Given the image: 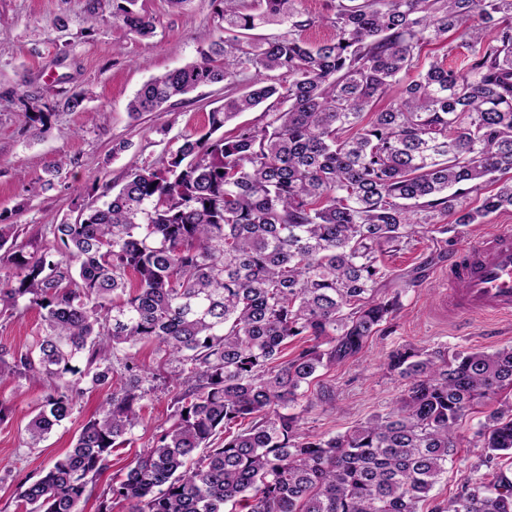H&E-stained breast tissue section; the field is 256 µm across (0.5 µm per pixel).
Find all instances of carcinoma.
Returning a JSON list of instances; mask_svg holds the SVG:
<instances>
[{
  "mask_svg": "<svg viewBox=\"0 0 512 512\" xmlns=\"http://www.w3.org/2000/svg\"><path fill=\"white\" fill-rule=\"evenodd\" d=\"M222 35L200 59L151 77L134 118L200 86L224 84L208 130L132 171L99 206L48 225L54 244L24 254L0 224V314L38 305L43 337L0 349V379L43 380L25 429L40 445L70 419L81 384L120 381L69 452L21 484L19 512H81L80 503L139 425L147 372L131 350L154 343L177 363L171 425L130 461L112 496L130 512H421L481 399L512 392V347L452 356L398 348L396 405L333 436L296 411L318 372L358 356L393 317L378 296L379 253L424 233L483 224L512 208V0H331L334 37L302 34L300 0H212ZM137 0H113L132 34L153 32ZM288 31L256 38L253 31ZM466 46L420 65L448 33ZM253 69L260 79L238 89ZM403 83L400 98L378 107ZM266 105L268 121L222 129ZM496 191L483 194L487 184ZM454 223L445 224L448 216ZM307 345L289 358V341ZM247 427L238 431L241 424ZM496 480H465L431 512H512V404L477 432Z\"/></svg>",
  "mask_w": 512,
  "mask_h": 512,
  "instance_id": "carcinoma-1",
  "label": "carcinoma"
}]
</instances>
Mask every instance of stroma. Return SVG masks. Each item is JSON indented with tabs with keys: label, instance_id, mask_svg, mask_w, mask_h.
Returning <instances> with one entry per match:
<instances>
[{
	"label": "stroma",
	"instance_id": "stroma-1",
	"mask_svg": "<svg viewBox=\"0 0 512 512\" xmlns=\"http://www.w3.org/2000/svg\"><path fill=\"white\" fill-rule=\"evenodd\" d=\"M88 0H0V218L22 227L29 250L51 244L44 227L75 220L98 205L106 192L121 187L128 173L151 164L208 124V114L224 101L223 85L198 88L185 99L165 104L164 114L132 118L127 103L152 76L184 66L199 57L217 37L221 19L211 0H191L184 9L168 0H138L153 22L143 38L130 34L112 15V0H98L96 19L85 23ZM84 92L80 107L64 108L72 92ZM34 96L50 107L51 128L34 136L19 97ZM59 166L52 188H41L45 170ZM504 224L512 209L495 213L483 224L459 226L446 235L429 233L398 252L384 254L387 278L380 289L398 295L400 308L382 331L369 338L359 358L321 370L301 400V426L313 435L344 432L390 410L405 383L384 369L388 354L411 346L429 353L458 349L492 352L512 346V322L444 314L439 302L448 282V264L459 247ZM42 334L41 310L32 306L12 318H0V347L24 351ZM139 365L157 374L159 383L144 402L142 420L130 447L114 449L111 467L82 512H128L129 504L108 497L113 480L122 478L136 451L170 424L172 393L164 383L166 357L146 346ZM47 387L16 377L0 383V512H15L14 494L63 456L81 425L98 410L107 392L85 390L70 422L56 428L36 448L23 442L24 428L40 406ZM498 400L486 399L460 425L464 441L448 472L423 503L424 512L460 491L466 479L493 481L495 472L480 464L472 441Z\"/></svg>",
	"mask_w": 512,
	"mask_h": 512
}]
</instances>
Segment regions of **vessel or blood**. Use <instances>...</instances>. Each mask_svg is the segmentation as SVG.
<instances>
[{"mask_svg":"<svg viewBox=\"0 0 512 512\" xmlns=\"http://www.w3.org/2000/svg\"><path fill=\"white\" fill-rule=\"evenodd\" d=\"M448 311L457 317L512 316V228L465 247L448 266Z\"/></svg>","mask_w":512,"mask_h":512,"instance_id":"vessel-or-blood-1","label":"vessel or blood"}]
</instances>
